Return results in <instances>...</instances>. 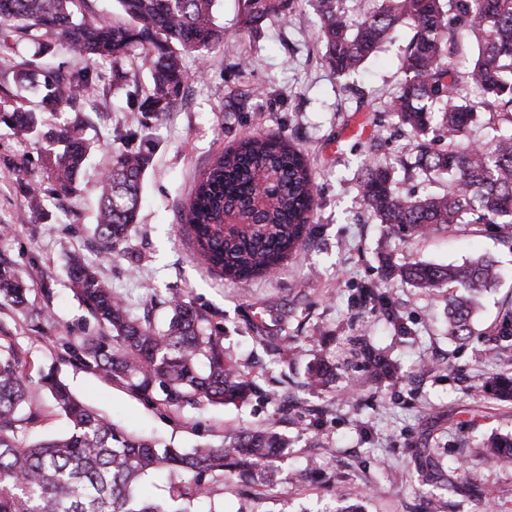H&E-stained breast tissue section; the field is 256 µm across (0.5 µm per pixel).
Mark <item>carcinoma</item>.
Wrapping results in <instances>:
<instances>
[{
	"label": "carcinoma",
	"mask_w": 512,
	"mask_h": 512,
	"mask_svg": "<svg viewBox=\"0 0 512 512\" xmlns=\"http://www.w3.org/2000/svg\"><path fill=\"white\" fill-rule=\"evenodd\" d=\"M82 0H0V43L11 29L31 37L53 32L90 59L112 58L118 81L124 63L137 51L150 66L144 104L166 112L178 99L188 75L182 56L223 42L216 22L217 0H114L123 21H89ZM320 18L324 57L344 77L357 72L402 25L413 29L404 49L405 80L371 124L382 126L383 113L397 119L407 136L398 160L406 180L419 177L448 182L439 194H402L394 167L368 159L357 176L359 192L380 224L399 237L423 236L454 224H487L498 243L512 252V135L497 134L477 143L469 139L478 113L512 124V0H370L349 19L346 0H313ZM290 0H241L242 25L254 27L266 17L284 16ZM475 58L464 70L458 58L468 40ZM39 109H0V124L27 138L40 136L41 113L58 112L79 94L95 90L89 68L44 78ZM84 121L71 125L47 149V169L60 197L80 192V174L92 144ZM154 147L145 142L119 153L99 181L95 236L107 251L125 242L135 223L139 187ZM316 202L313 173L299 144L280 136L254 135L215 156L195 178L185 211V226L197 254L229 279L270 275L305 247L307 225ZM67 274L74 294L97 322L99 333L67 343L71 357L125 386L132 393L179 417L186 406L227 405L243 401L255 385L224 354V331L212 317L181 293L172 294L162 322L153 304L133 314L127 299L98 272L74 256ZM385 279L414 288L448 291V335L465 341L474 334L473 318L485 292L499 284L495 261L487 256L460 264L415 261L386 267ZM29 285L10 260L0 259V299L22 310ZM363 299L393 315L390 297L365 288ZM512 337V304L500 311L493 330ZM355 353L381 383L396 376L395 364L364 338ZM336 378V364L322 351L309 369L307 386L322 389ZM38 388L70 421L67 434L31 441L20 413L33 391L15 351H0V512H192L209 499L207 477L233 483L248 492L276 476L274 462L288 455V438L273 428L203 443L190 451L128 434L78 400L54 368L42 373ZM482 388L491 398L512 401V376L491 371ZM472 462L512 463V435L494 437L470 449ZM166 471L168 497L147 500L141 483ZM420 476L466 496L471 488L445 478L438 458L422 451Z\"/></svg>",
	"instance_id": "obj_1"
}]
</instances>
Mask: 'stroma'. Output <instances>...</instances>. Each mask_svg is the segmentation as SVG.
Listing matches in <instances>:
<instances>
[{
    "label": "stroma",
    "mask_w": 512,
    "mask_h": 512,
    "mask_svg": "<svg viewBox=\"0 0 512 512\" xmlns=\"http://www.w3.org/2000/svg\"><path fill=\"white\" fill-rule=\"evenodd\" d=\"M224 42L184 55L189 74L182 97L165 113H146L142 124L126 123L138 111L123 87L114 85L112 63L94 62L66 47L57 35L39 43L12 35L0 58L56 72L91 68L97 89L79 96L88 119L86 135L95 148L82 174L84 192L56 197L44 154L34 140L0 125V257L30 274L29 299L48 307L41 320L0 305V344L15 348L31 378L56 368L72 392L127 431L153 435L177 448L220 442L223 435L276 426L291 441L273 486L250 495L218 486L199 512H323L336 490L365 495L367 512H512V464L464 465L469 444L490 434H512V404L482 392L485 354L498 348L512 363V339L493 343L501 303L512 299V253L487 225L440 229L425 238L399 240L378 224L363 204L355 177L379 136V160L392 164L405 137L393 117L382 130L367 122L368 105H382L402 79L400 55L411 36L399 28L391 42L358 73L341 79L323 58L319 17L311 0H295L292 17H272L255 29L239 23L238 0H217ZM150 134L155 150L142 179L139 216L120 249L106 252L93 235L97 196L93 190L117 152L137 148ZM281 135L299 141L315 172L318 208L302 253L270 276L230 281L199 258L181 221L197 173L209 159L247 135ZM42 184V211L23 215L30 182ZM479 254L500 260L499 288L476 317L477 335L450 340L443 325L444 296L409 285L386 286L385 260L459 264ZM83 257L134 307L154 294L157 318L167 314L172 292L187 294L224 330V348L255 383L244 404L186 407L181 417L130 393L95 369L71 362L66 340L94 333L96 324L68 287L65 263ZM388 287L396 315L363 303L364 288ZM294 337L291 350L272 351L253 343L251 329ZM370 337L400 368L385 386L366 385L349 394L354 372L348 340ZM330 349L339 365L335 385L312 392L302 386L316 351ZM434 449L445 469L464 466L471 499L423 484L418 451Z\"/></svg>",
    "instance_id": "obj_1"
}]
</instances>
